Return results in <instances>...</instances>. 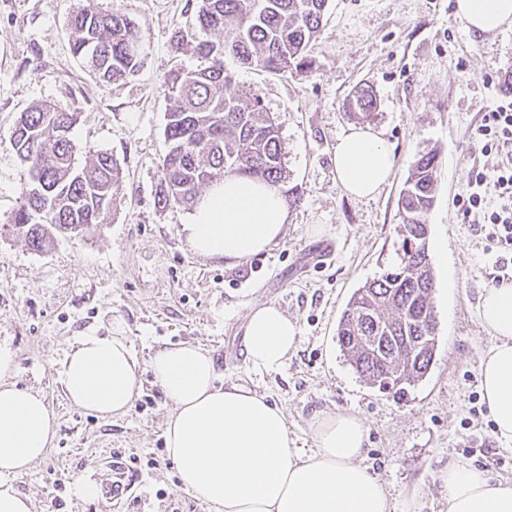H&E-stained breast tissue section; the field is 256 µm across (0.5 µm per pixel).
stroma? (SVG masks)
I'll return each instance as SVG.
<instances>
[{
    "label": "stroma",
    "mask_w": 512,
    "mask_h": 512,
    "mask_svg": "<svg viewBox=\"0 0 512 512\" xmlns=\"http://www.w3.org/2000/svg\"><path fill=\"white\" fill-rule=\"evenodd\" d=\"M86 0H0V220L20 204L27 169L9 144L21 112L41 102L77 111L75 162L112 155L123 189L106 224L56 234L43 250L0 230V347L15 364L9 382L42 393L56 435L15 480L32 512H211L179 485L165 448L172 405L154 382L151 355L194 344L221 381L245 385L281 406L297 447L313 446V420L361 419L365 463L398 512H443L435 474L461 460L512 478V452L493 433L479 365L493 343L477 315L497 274V251L463 218L472 165L492 166L469 137L502 99H512V28L478 34L454 14V0H329L312 43L310 76L273 74L234 61L237 86L259 90L279 128L286 177L280 189L288 224L272 247L229 264L196 254L186 224L192 213L159 204L165 74L201 60L175 50L177 33L195 37L199 0H96L139 22L143 63L127 79L102 84L70 50L69 21ZM373 90L369 120L391 147L395 167L375 197L357 199L339 185L338 137L358 124L347 102ZM439 155L438 190L428 215V254L438 321L435 362L404 398L369 387L344 359L336 327L355 289L396 259L399 193L418 153ZM272 303L296 319L301 342L279 372L257 374L244 359L247 314ZM121 325L142 368L127 411L103 418L73 406L62 362L83 331ZM135 486L121 502L76 495L105 462Z\"/></svg>",
    "instance_id": "stroma-1"
}]
</instances>
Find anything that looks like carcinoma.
<instances>
[{
    "instance_id": "carcinoma-1",
    "label": "carcinoma",
    "mask_w": 512,
    "mask_h": 512,
    "mask_svg": "<svg viewBox=\"0 0 512 512\" xmlns=\"http://www.w3.org/2000/svg\"><path fill=\"white\" fill-rule=\"evenodd\" d=\"M328 0H201L196 21L219 32L194 52L201 68L169 72L163 92L170 102L159 202L194 207L203 187L227 174L278 184L284 173L282 144L258 90L234 86L224 65L274 73L306 74L308 49L320 31ZM71 50L106 84L135 73L142 63L141 25L95 0L73 16ZM377 109L375 94L359 89L349 110L364 118ZM79 113L49 103L21 113L10 146L28 168L22 202L0 227L42 250L51 231L83 233L107 223L122 187L112 155L101 152L80 168L71 131ZM438 155L419 153L398 201L402 222L397 260L365 282L341 314L336 343L362 381L401 399L426 377L435 361L437 321L434 275L428 258L427 217L435 200Z\"/></svg>"
}]
</instances>
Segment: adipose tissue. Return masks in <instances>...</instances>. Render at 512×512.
<instances>
[{"instance_id":"1","label":"adipose tissue","mask_w":512,"mask_h":512,"mask_svg":"<svg viewBox=\"0 0 512 512\" xmlns=\"http://www.w3.org/2000/svg\"><path fill=\"white\" fill-rule=\"evenodd\" d=\"M455 14L484 34L512 27V0H455ZM336 177L357 198L379 193L394 154L371 126H353L333 152ZM287 202L278 187L228 175L197 204L188 240L201 256L230 263L268 250L284 234ZM479 318L494 342L480 366L483 398L496 438L512 447V282L487 289ZM301 341L297 320L278 306L254 305L245 331V361L259 373L282 369ZM14 366L0 348V512H31L15 477L40 459L56 425L42 393L4 383ZM156 382L173 405L165 446L182 488L215 512H396L395 503L364 465L367 429L357 417L313 421L314 446L297 448L281 407L246 386L221 384L211 357L193 344L157 350ZM140 381L139 362L120 329H90L73 341L63 384L76 407L100 416L126 411ZM447 512H512V481L458 461L440 470Z\"/></svg>"}]
</instances>
